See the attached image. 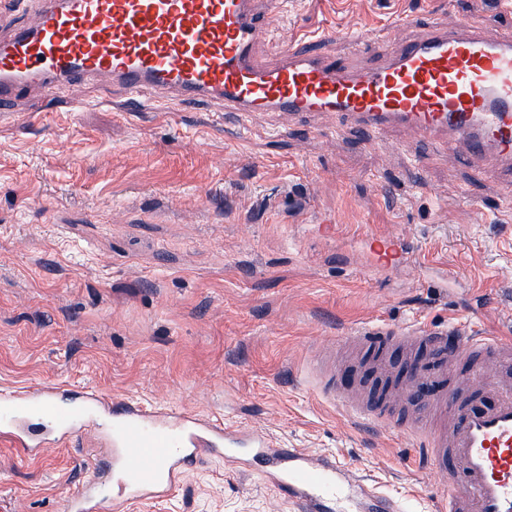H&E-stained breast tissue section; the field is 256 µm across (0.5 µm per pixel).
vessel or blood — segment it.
<instances>
[{
    "instance_id": "1",
    "label": "vessel or blood",
    "mask_w": 512,
    "mask_h": 512,
    "mask_svg": "<svg viewBox=\"0 0 512 512\" xmlns=\"http://www.w3.org/2000/svg\"><path fill=\"white\" fill-rule=\"evenodd\" d=\"M275 0H0V113L18 96H55L78 82L123 91L128 102H217L247 118L254 112L293 116L328 113L357 130L411 131L458 162L494 166L503 213L512 214V34L468 20L430 23L400 41L376 42L371 61L306 48H276ZM20 22L4 24L5 16ZM377 262L411 264L416 251L402 234L377 238ZM358 347L419 348L416 375L399 385L412 409L401 428L422 440L429 474L443 486L448 512H512V338L480 336L467 326L352 332ZM472 362L464 388L444 384L457 365ZM426 389L423 398L414 393ZM58 385L0 389V429L27 455L69 441L85 424V403L61 406ZM347 411L388 422L386 405L354 386L340 392ZM112 459L71 492L65 512H127L168 495L205 458L224 452L237 468L261 476L298 512H405L326 455L278 448L261 431L229 428L185 409L116 400ZM39 414L43 430L26 422ZM108 492H100L101 481Z\"/></svg>"
}]
</instances>
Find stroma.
Here are the masks:
<instances>
[{"label": "stroma", "instance_id": "1", "mask_svg": "<svg viewBox=\"0 0 512 512\" xmlns=\"http://www.w3.org/2000/svg\"><path fill=\"white\" fill-rule=\"evenodd\" d=\"M512 31L500 0H288L275 40L407 36L429 20ZM77 86L0 120V386L61 383L250 426L336 458L409 512L444 492L413 441L358 423L319 389L320 347L363 326L512 335V221L490 171L415 134L361 141L331 117L213 102L124 109ZM400 232L415 267L376 266ZM459 280L440 287L439 265ZM78 432L38 457L0 437V502L63 512L94 468ZM130 512H296L259 477L203 461Z\"/></svg>", "mask_w": 512, "mask_h": 512}]
</instances>
